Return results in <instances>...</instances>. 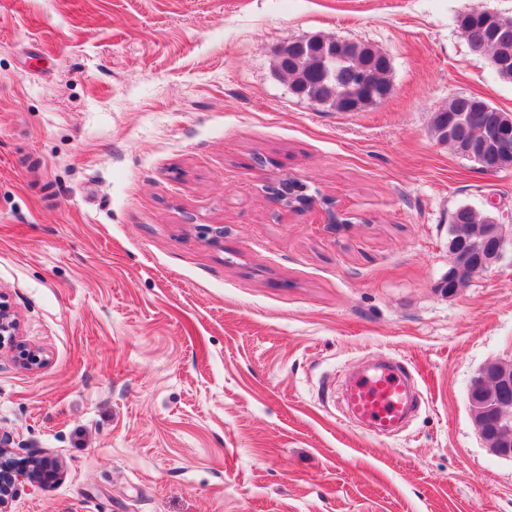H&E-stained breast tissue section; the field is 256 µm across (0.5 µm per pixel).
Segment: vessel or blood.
Here are the masks:
<instances>
[{
  "instance_id": "b4317fda",
  "label": "vessel or blood",
  "mask_w": 512,
  "mask_h": 512,
  "mask_svg": "<svg viewBox=\"0 0 512 512\" xmlns=\"http://www.w3.org/2000/svg\"><path fill=\"white\" fill-rule=\"evenodd\" d=\"M411 395L401 370L387 368L372 378L355 379L349 387V406L361 418L387 430L407 412Z\"/></svg>"
}]
</instances>
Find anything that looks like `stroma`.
I'll return each mask as SVG.
<instances>
[{"instance_id":"35a3bbf8","label":"stroma","mask_w":512,"mask_h":512,"mask_svg":"<svg viewBox=\"0 0 512 512\" xmlns=\"http://www.w3.org/2000/svg\"><path fill=\"white\" fill-rule=\"evenodd\" d=\"M512 0H0V293L36 370L0 353V429L59 479L11 512H512V459L467 398L512 364V258L448 293L463 204L512 211L438 142L460 94L512 82L458 29ZM365 44L390 99L316 106L289 40ZM294 179L314 205L282 206ZM348 217L327 223V207ZM418 405L394 434L346 386L385 361Z\"/></svg>"}]
</instances>
